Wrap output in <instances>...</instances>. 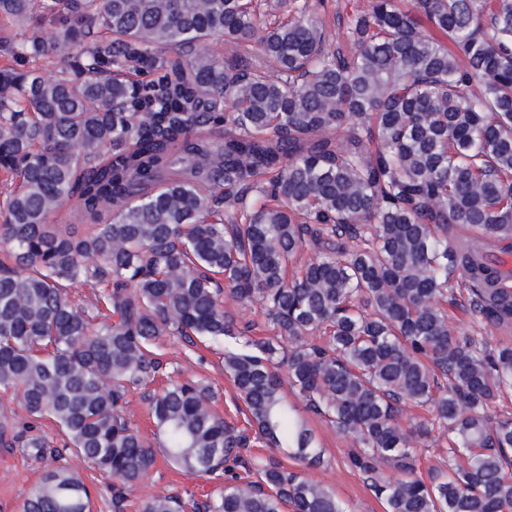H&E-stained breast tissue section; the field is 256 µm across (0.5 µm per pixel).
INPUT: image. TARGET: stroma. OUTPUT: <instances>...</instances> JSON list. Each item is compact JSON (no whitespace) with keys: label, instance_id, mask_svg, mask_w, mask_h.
I'll use <instances>...</instances> for the list:
<instances>
[{"label":"stroma","instance_id":"obj_1","mask_svg":"<svg viewBox=\"0 0 512 512\" xmlns=\"http://www.w3.org/2000/svg\"><path fill=\"white\" fill-rule=\"evenodd\" d=\"M448 321L461 335L473 337L487 347L512 344V323L493 326L474 320L466 294H459L456 302L449 305ZM157 352L163 363V375L200 379L210 384L216 393L214 410L236 429H248V412L224 375L222 347H202L191 351L185 343L165 338ZM288 401L324 450L325 466L306 470V477L331 488L349 512H386L384 503L372 492L365 475L346 463L347 454L354 446L352 439L336 433L324 420L308 412L304 399L298 393H289ZM63 462L88 484L91 512H140L146 499L161 493L178 496L184 512H194L195 504L217 498L224 488L223 478L186 473L160 458L149 475L117 509L112 505L105 477L71 452H64ZM43 472V463L28 455L23 448L0 447V512H16L18 504L39 484Z\"/></svg>","mask_w":512,"mask_h":512}]
</instances>
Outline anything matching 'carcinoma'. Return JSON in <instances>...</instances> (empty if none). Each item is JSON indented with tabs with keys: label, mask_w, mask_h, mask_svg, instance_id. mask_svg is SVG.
Returning a JSON list of instances; mask_svg holds the SVG:
<instances>
[{
	"label": "carcinoma",
	"mask_w": 512,
	"mask_h": 512,
	"mask_svg": "<svg viewBox=\"0 0 512 512\" xmlns=\"http://www.w3.org/2000/svg\"><path fill=\"white\" fill-rule=\"evenodd\" d=\"M37 5L60 26L0 69V392L27 413L0 417V445L44 463L18 512H91L63 449L118 501L161 453L232 473L203 512H346L330 488L245 460L248 434L200 381L150 396L161 440L143 437L126 396L160 371L164 337L224 344L256 438L318 468L285 367L357 445L348 463L387 512H512V417L489 412L512 394V345L458 335L444 308L458 286L475 317L512 319L483 255L487 240L512 249V0H369L347 49L305 2L271 26L255 0H0V17ZM51 50L72 65L47 74ZM63 208L75 223L60 227ZM457 226L480 238L455 241ZM80 282L103 288L97 305L71 299ZM226 288L276 340L237 329ZM407 404L431 417L405 427ZM437 428L465 463L426 481L414 445ZM181 508L158 494L141 512Z\"/></svg>",
	"instance_id": "1"
}]
</instances>
